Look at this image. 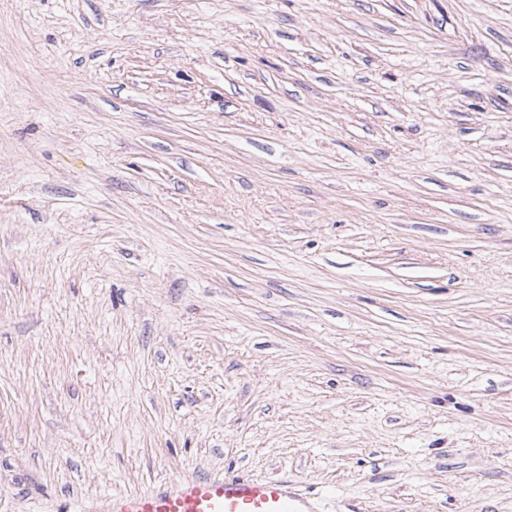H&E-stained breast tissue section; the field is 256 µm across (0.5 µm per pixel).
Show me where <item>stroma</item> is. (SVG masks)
<instances>
[{
    "mask_svg": "<svg viewBox=\"0 0 512 512\" xmlns=\"http://www.w3.org/2000/svg\"><path fill=\"white\" fill-rule=\"evenodd\" d=\"M222 473L512 512V0H0V512Z\"/></svg>",
    "mask_w": 512,
    "mask_h": 512,
    "instance_id": "35a3bbf8",
    "label": "stroma"
}]
</instances>
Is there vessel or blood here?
Returning <instances> with one entry per match:
<instances>
[{
    "label": "vessel or blood",
    "mask_w": 512,
    "mask_h": 512,
    "mask_svg": "<svg viewBox=\"0 0 512 512\" xmlns=\"http://www.w3.org/2000/svg\"><path fill=\"white\" fill-rule=\"evenodd\" d=\"M78 512H319V506L287 479L221 474L109 498Z\"/></svg>",
    "instance_id": "1"
}]
</instances>
